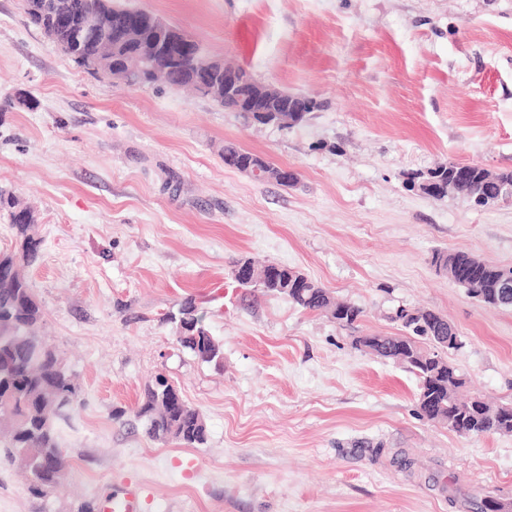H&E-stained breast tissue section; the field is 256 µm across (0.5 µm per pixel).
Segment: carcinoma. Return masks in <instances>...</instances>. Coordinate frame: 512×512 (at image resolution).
<instances>
[{
    "instance_id": "1",
    "label": "carcinoma",
    "mask_w": 512,
    "mask_h": 512,
    "mask_svg": "<svg viewBox=\"0 0 512 512\" xmlns=\"http://www.w3.org/2000/svg\"><path fill=\"white\" fill-rule=\"evenodd\" d=\"M24 10L30 23L42 27V21L57 17L77 20L90 13H97L110 22H118L141 12L119 0H24ZM86 54H100L108 58L116 53L112 41V28L105 27L94 41L84 47ZM198 59L194 51L183 54V67L170 78L150 73L133 61L136 68L134 83H161L173 88H190L202 95L207 92L193 81ZM241 78L237 96L241 98L260 95L270 101L286 102L302 108V112L288 113L292 125L304 121L306 116L322 108L315 98L291 94L275 86L257 81L248 71L240 69ZM224 165L238 171L259 166L268 173V182L283 185L275 165L264 156L242 149L232 143L224 145ZM465 172L466 185L462 189L478 206H488L509 197L501 185L512 184L511 171H491L477 164L440 161L424 172H411L407 177L410 188H422V183ZM0 211L9 221L15 248L0 252V406L9 404V413L0 410V443L7 448V457L19 456L30 474L32 490L43 492L61 480L62 450L55 425L56 418L68 407L75 395L71 376L59 362L56 354L42 342L35 328L42 319V308L36 300L27 278L17 268L34 265L41 256V240L37 239L38 217L31 206L10 191L0 189ZM436 269L450 276L454 267H473L472 274L482 280L485 288H498L505 278L512 279V267L498 266L464 251H438L433 255ZM264 295L281 296L296 307L310 312L330 315L342 327L352 328L363 316V308L351 301H340L317 281L300 271L280 267L279 283L253 286ZM178 313L188 316L178 330V342L204 362L218 364L223 359L219 342L202 324L194 302L181 304ZM432 311L403 307L396 312L401 334L392 336H365L363 344L370 345L379 356L390 358L414 373L420 381L419 392L430 394L438 391L440 381L437 367L425 363L429 350L420 345L419 339L442 334H453L448 328L440 333L433 329ZM449 378L450 392L437 399V407L458 419L464 426L472 422L490 423L500 408H493L480 396L463 397L460 390L466 380L455 367L444 370ZM167 380L163 377L147 387L134 412L151 437L167 436L186 445L206 442L207 428L199 411L182 401L170 405L167 399Z\"/></svg>"
}]
</instances>
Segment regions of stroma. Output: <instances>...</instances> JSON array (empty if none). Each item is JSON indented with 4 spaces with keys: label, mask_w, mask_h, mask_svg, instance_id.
I'll return each mask as SVG.
<instances>
[{
    "label": "stroma",
    "mask_w": 512,
    "mask_h": 512,
    "mask_svg": "<svg viewBox=\"0 0 512 512\" xmlns=\"http://www.w3.org/2000/svg\"><path fill=\"white\" fill-rule=\"evenodd\" d=\"M205 56L321 100L289 129L159 84L78 66L0 0V187L39 215L29 284L39 333L75 377L56 422L60 483L34 493L0 464V512H78L127 485L142 512H470L512 504V435H459L419 413L418 380L359 349L398 307L448 318L446 357L512 403V309L439 273L438 251L512 266V202L406 185L437 162L512 170V0H131ZM34 108H7L17 90ZM298 173L258 183L226 142ZM299 270L360 305L354 327L239 286L233 262ZM194 298L221 364L182 347L167 315ZM164 375L205 444L150 438L132 411ZM125 410L123 420L113 409Z\"/></svg>",
    "instance_id": "stroma-1"
}]
</instances>
